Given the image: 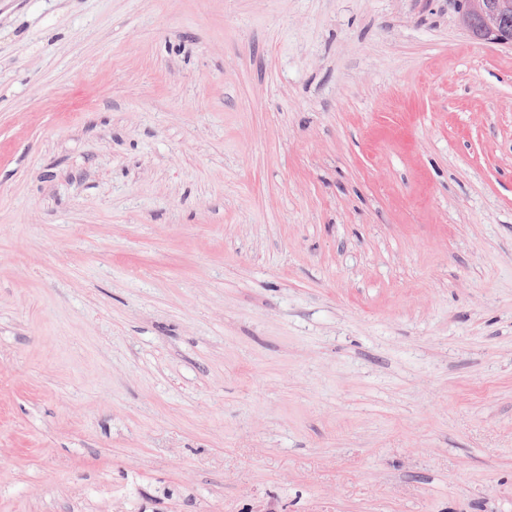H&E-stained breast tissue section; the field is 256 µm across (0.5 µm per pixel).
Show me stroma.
<instances>
[{"mask_svg":"<svg viewBox=\"0 0 512 512\" xmlns=\"http://www.w3.org/2000/svg\"><path fill=\"white\" fill-rule=\"evenodd\" d=\"M458 0H0V512H512V46Z\"/></svg>","mask_w":512,"mask_h":512,"instance_id":"1","label":"stroma"}]
</instances>
